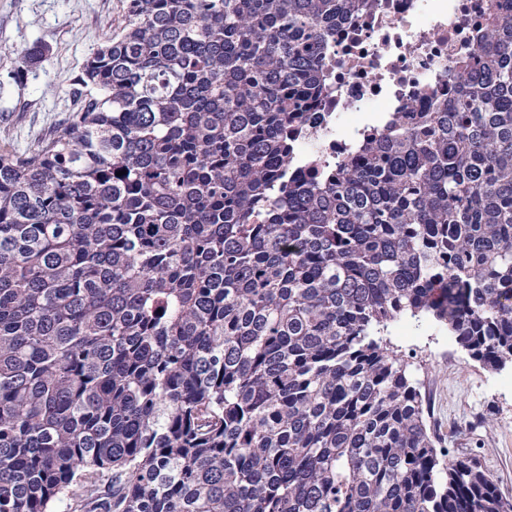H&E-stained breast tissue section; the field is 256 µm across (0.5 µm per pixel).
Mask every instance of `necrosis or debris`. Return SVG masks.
<instances>
[{
	"label": "necrosis or debris",
	"mask_w": 512,
	"mask_h": 512,
	"mask_svg": "<svg viewBox=\"0 0 512 512\" xmlns=\"http://www.w3.org/2000/svg\"><path fill=\"white\" fill-rule=\"evenodd\" d=\"M494 0H358L325 36V90L296 140L299 177L339 164L394 112L448 100L453 75L472 63Z\"/></svg>",
	"instance_id": "1"
}]
</instances>
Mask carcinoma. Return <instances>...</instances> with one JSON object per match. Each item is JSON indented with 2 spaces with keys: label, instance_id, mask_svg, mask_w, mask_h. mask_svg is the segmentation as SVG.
I'll list each match as a JSON object with an SVG mask.
<instances>
[{
  "label": "carcinoma",
  "instance_id": "carcinoma-1",
  "mask_svg": "<svg viewBox=\"0 0 512 512\" xmlns=\"http://www.w3.org/2000/svg\"><path fill=\"white\" fill-rule=\"evenodd\" d=\"M352 5L126 0L79 107L0 150V512H512L377 337L430 314L512 364V10L453 98L303 180Z\"/></svg>",
  "mask_w": 512,
  "mask_h": 512
}]
</instances>
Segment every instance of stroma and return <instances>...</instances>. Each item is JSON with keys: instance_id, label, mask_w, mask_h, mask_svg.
<instances>
[{"instance_id": "35a3bbf8", "label": "stroma", "mask_w": 512, "mask_h": 512, "mask_svg": "<svg viewBox=\"0 0 512 512\" xmlns=\"http://www.w3.org/2000/svg\"><path fill=\"white\" fill-rule=\"evenodd\" d=\"M123 20L122 0H0V144L22 152L62 124L83 64ZM39 42L50 46L45 58L22 81L7 80L18 51ZM386 339L408 363L441 447L477 460L512 499V365L483 367L428 317L393 322Z\"/></svg>"}]
</instances>
